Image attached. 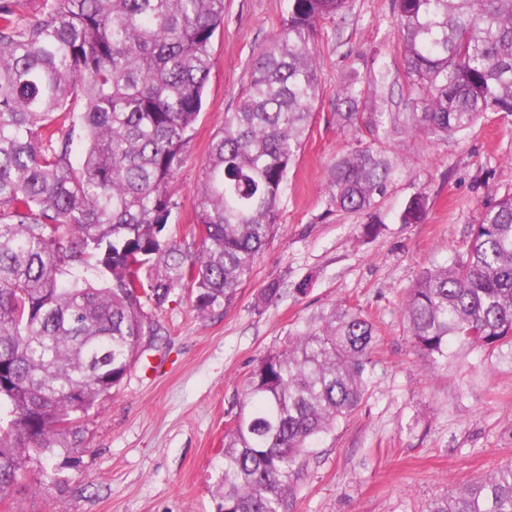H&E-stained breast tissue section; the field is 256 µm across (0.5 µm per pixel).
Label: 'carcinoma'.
I'll use <instances>...</instances> for the list:
<instances>
[{
	"mask_svg": "<svg viewBox=\"0 0 512 512\" xmlns=\"http://www.w3.org/2000/svg\"><path fill=\"white\" fill-rule=\"evenodd\" d=\"M0 0V501L27 463L82 440L80 415L118 386L178 288L223 313L276 234L320 77L317 25L351 0H288L236 108L207 148L196 251L169 238L172 185L196 131L224 0ZM411 112L359 110L358 76L336 125L370 141L336 161L328 209L372 215L399 171L375 144L430 142L487 113L512 117V0H394ZM417 194L402 224L425 219ZM109 273L102 284L84 275ZM436 368L457 345L512 356V192L479 213L461 250L424 270L402 305ZM376 328L351 307L289 334L243 383L224 434L218 512H291L322 437L366 394ZM426 512H512V462Z\"/></svg>",
	"mask_w": 512,
	"mask_h": 512,
	"instance_id": "carcinoma-1",
	"label": "carcinoma"
}]
</instances>
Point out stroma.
<instances>
[{
	"label": "stroma",
	"instance_id": "1",
	"mask_svg": "<svg viewBox=\"0 0 512 512\" xmlns=\"http://www.w3.org/2000/svg\"><path fill=\"white\" fill-rule=\"evenodd\" d=\"M285 9L286 0H224L196 135L174 178L179 207L166 231L183 245L192 243L208 143ZM314 44L315 119L288 175L278 231L235 303L205 319L189 290L177 289L158 313L162 344L141 349L122 383L82 415L80 446L55 457L66 490L29 462L0 512H218L224 433L241 382L290 331L338 306L377 329L367 391L358 411L324 437L292 512H425L512 461V359L466 346L431 368L401 315L420 273L461 246L485 203L512 190V118L491 113L467 134L434 144L405 134L383 142L403 173L378 200L379 233L364 235L366 215L327 208L330 169L358 138L332 115L354 72L385 111H408L393 0H353L345 15L318 25ZM416 194L429 199L425 219L400 223ZM273 281L281 298L258 307Z\"/></svg>",
	"mask_w": 512,
	"mask_h": 512
}]
</instances>
